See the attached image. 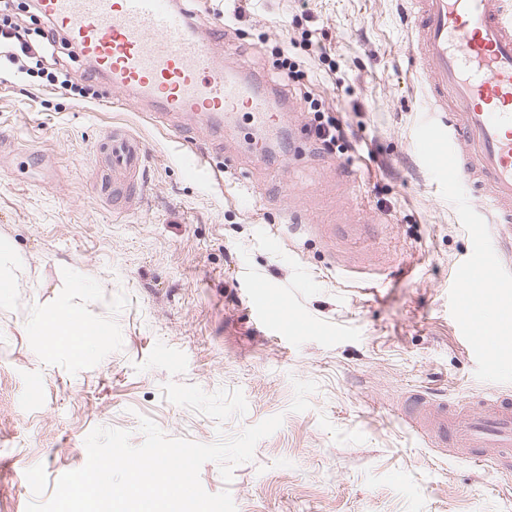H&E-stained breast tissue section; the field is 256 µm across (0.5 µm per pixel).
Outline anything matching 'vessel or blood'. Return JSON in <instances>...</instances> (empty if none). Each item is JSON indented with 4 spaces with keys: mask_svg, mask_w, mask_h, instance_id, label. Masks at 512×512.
Listing matches in <instances>:
<instances>
[{
    "mask_svg": "<svg viewBox=\"0 0 512 512\" xmlns=\"http://www.w3.org/2000/svg\"><path fill=\"white\" fill-rule=\"evenodd\" d=\"M416 14L411 57L424 74L436 120L421 135L430 162L451 184L466 185L484 208L486 233L512 241V0H411ZM114 94L150 99L161 116L197 114L207 121L243 110L266 114L247 78H230L211 56L223 27L201 38L176 0H38ZM106 182L127 193L146 147L115 128L98 147ZM504 282L492 261L478 260L462 277L457 314L487 304ZM262 325L293 314L274 286L260 289ZM403 416L434 446L479 465L512 470V397L448 403L409 398Z\"/></svg>",
    "mask_w": 512,
    "mask_h": 512,
    "instance_id": "1",
    "label": "vessel or blood"
}]
</instances>
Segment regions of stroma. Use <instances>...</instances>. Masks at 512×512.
Returning <instances> with one entry per match:
<instances>
[{
	"instance_id": "obj_1",
	"label": "stroma",
	"mask_w": 512,
	"mask_h": 512,
	"mask_svg": "<svg viewBox=\"0 0 512 512\" xmlns=\"http://www.w3.org/2000/svg\"><path fill=\"white\" fill-rule=\"evenodd\" d=\"M410 0H188L225 72L259 81L275 128L228 112L219 127L157 122L151 102L121 105L99 81L79 100L45 77L0 84V512H25L26 469L47 492L87 459L98 426L143 441L141 418L200 443L280 414L282 426L224 482L236 512H512V473L439 451L399 407L416 391L445 400L512 392L504 367L465 338L512 307V288L456 319L460 277L479 257L512 279V250L477 231L460 188L437 179L420 129L428 89L407 50ZM323 37L324 60L307 55ZM292 42L305 75L278 80L276 49ZM350 130L354 151L321 152L311 103ZM148 147L134 209L102 190L96 147L112 127ZM223 165L215 179L199 153ZM345 164L358 185L338 177ZM277 287L287 327L253 334L257 285ZM75 310L107 331L90 352L43 348L39 311ZM241 390L244 416L217 425L166 400L167 382Z\"/></svg>"
}]
</instances>
